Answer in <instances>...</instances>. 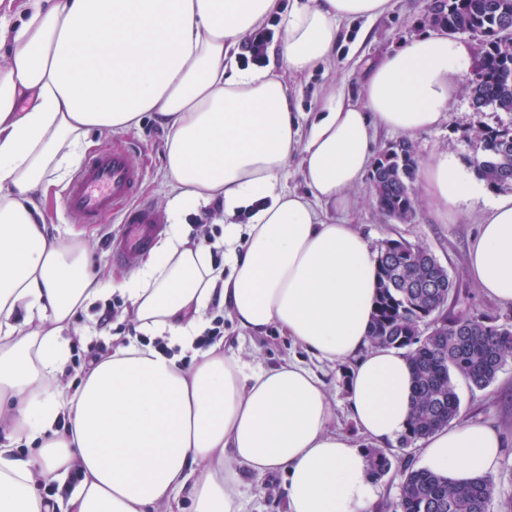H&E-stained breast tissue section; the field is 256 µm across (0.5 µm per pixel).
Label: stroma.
Listing matches in <instances>:
<instances>
[{
    "label": "stroma",
    "instance_id": "obj_1",
    "mask_svg": "<svg viewBox=\"0 0 512 512\" xmlns=\"http://www.w3.org/2000/svg\"><path fill=\"white\" fill-rule=\"evenodd\" d=\"M426 0H390V9L378 18L361 19L342 23L340 40L330 60L315 70L290 76L297 102L302 111H316L330 89L344 91L352 101H359L363 84L370 69L401 44L424 33L432 32V25L425 19ZM497 126L512 123V114L486 109L476 113L466 94H459L450 112L437 127L411 136L418 161L427 160L437 152L454 154L464 167H471L474 156L472 129L476 121ZM131 157L135 165L145 170L144 191L147 199L158 212H165L170 191V180L165 172L164 128L152 113H144L137 128L127 131ZM416 212L405 222L383 214L375 203L371 181H364L355 192L357 205L350 215L353 224L368 239L373 249H380L387 240L399 239L432 251L447 267L457 295L456 311L469 315L488 316L497 323H512V306L503 305L481 292L466 274L468 247L476 235L487 207L483 199L468 202L463 214L454 221L437 223L424 199L420 181H413ZM63 187H56L49 198L45 217L57 230L61 241H69L71 233H79L89 243V264L92 273L102 281L113 277L129 276L126 268L114 266L108 241L117 230L115 219H106L97 227L82 223L80 217L69 213L63 204ZM130 304L120 293L104 295L91 305L79 319L80 325L89 329L81 337V346L101 340L111 342L113 337L130 335L133 322ZM244 348L256 361L273 365L285 358H300L315 368L326 382L334 407L333 425L337 432L350 437L362 448L370 443L361 436L349 414L346 381L350 363L322 364L302 347L288 341L277 328H270L264 335L248 338ZM456 392L460 398L459 420L484 423L495 427L502 436L505 451L492 474L495 491L489 512H512V361L508 362L488 387L478 389L464 379H456ZM392 466L377 477L381 488L379 512H393L398 499L401 475L405 468L416 467V446L405 447L400 443L389 446ZM244 512H285V479L283 474L270 472L262 476L244 473Z\"/></svg>",
    "mask_w": 512,
    "mask_h": 512
}]
</instances>
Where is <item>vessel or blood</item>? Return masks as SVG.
Returning <instances> with one entry per match:
<instances>
[{
	"label": "vessel or blood",
	"mask_w": 512,
	"mask_h": 512,
	"mask_svg": "<svg viewBox=\"0 0 512 512\" xmlns=\"http://www.w3.org/2000/svg\"><path fill=\"white\" fill-rule=\"evenodd\" d=\"M142 179L129 151L115 145L87 157L64 193L65 207L85 223H98L109 214L119 217L111 257L113 263L129 268L164 231L154 206L137 197Z\"/></svg>",
	"instance_id": "obj_1"
}]
</instances>
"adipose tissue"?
Here are the masks:
<instances>
[{
	"label": "adipose tissue",
	"instance_id": "adipose-tissue-1",
	"mask_svg": "<svg viewBox=\"0 0 512 512\" xmlns=\"http://www.w3.org/2000/svg\"><path fill=\"white\" fill-rule=\"evenodd\" d=\"M389 0H24L0 14V512H242V471L286 478V512H373L378 487L363 448L332 426L323 378L291 359L264 366L223 341H196L221 302L249 336L277 327L318 361L353 360L348 402L359 432L386 446L412 409L403 351L370 344L377 263L344 220L370 170L375 132L437 126L473 65L469 43L424 34L372 72L361 102L342 93L304 121L286 80L334 54L340 22L384 14ZM285 33L263 68L234 51L274 12ZM167 131L172 223L219 204L223 266L179 230L136 274L113 282L134 335L78 384L60 380L72 324L103 288L79 238L61 242L41 203L94 132ZM299 159L305 192L281 177ZM441 222L482 193L440 152L420 169ZM341 219L329 218V211ZM248 223H238L240 214ZM466 273L512 304V194L488 198ZM164 341L167 351L138 342ZM66 419L68 430L57 426ZM503 443L460 422L422 443L418 466L455 481L492 473ZM81 475L68 495L40 484Z\"/></svg>",
	"mask_w": 512,
	"mask_h": 512
}]
</instances>
